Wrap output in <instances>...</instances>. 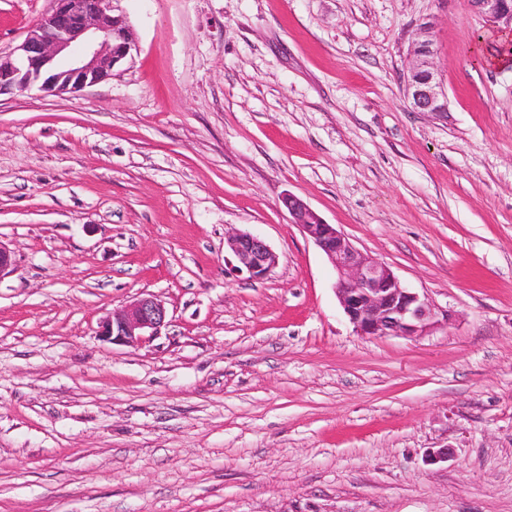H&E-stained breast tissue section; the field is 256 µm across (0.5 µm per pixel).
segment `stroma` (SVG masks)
Segmentation results:
<instances>
[{
    "instance_id": "1",
    "label": "stroma",
    "mask_w": 512,
    "mask_h": 512,
    "mask_svg": "<svg viewBox=\"0 0 512 512\" xmlns=\"http://www.w3.org/2000/svg\"><path fill=\"white\" fill-rule=\"evenodd\" d=\"M52 6L0 0V56ZM114 9L136 47L111 76L0 96V512H512L497 29L466 0ZM426 19L444 112L403 91ZM289 193L450 325L358 335ZM233 227L277 253L266 279L236 272ZM143 293L161 335L102 341Z\"/></svg>"
}]
</instances>
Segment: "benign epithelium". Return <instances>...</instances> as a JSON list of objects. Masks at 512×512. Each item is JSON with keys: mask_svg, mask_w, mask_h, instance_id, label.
<instances>
[{"mask_svg": "<svg viewBox=\"0 0 512 512\" xmlns=\"http://www.w3.org/2000/svg\"><path fill=\"white\" fill-rule=\"evenodd\" d=\"M112 0H52L53 6L19 46L17 58H0V95L37 87L61 94L96 84L111 75L135 47L133 33ZM490 26L512 30L507 0H468ZM433 22L417 29L411 63L403 73L404 94L420 112L448 111V95L435 70ZM282 203L304 236L335 269L336 296L344 314L362 336L420 338L448 326V313L435 311L425 296L407 288L386 263L358 250L334 224L327 223L293 194ZM224 243L236 256L237 271L265 279L279 258L261 237L239 229ZM167 309L152 295L139 297L100 322L98 335L116 345L137 347L167 326Z\"/></svg>", "mask_w": 512, "mask_h": 512, "instance_id": "benign-epithelium-1", "label": "benign epithelium"}]
</instances>
